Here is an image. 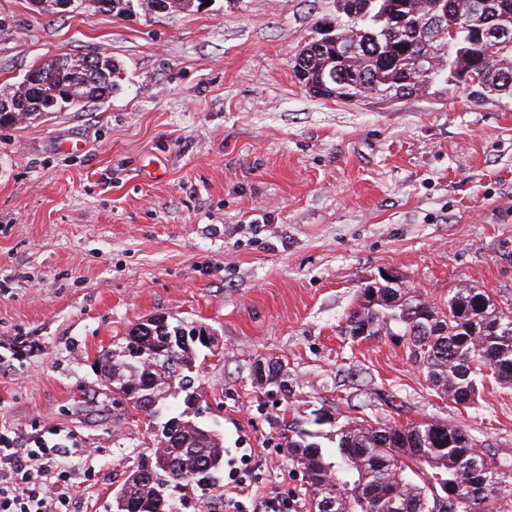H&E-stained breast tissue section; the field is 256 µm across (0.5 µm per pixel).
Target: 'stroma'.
<instances>
[{
  "label": "stroma",
  "instance_id": "obj_1",
  "mask_svg": "<svg viewBox=\"0 0 512 512\" xmlns=\"http://www.w3.org/2000/svg\"><path fill=\"white\" fill-rule=\"evenodd\" d=\"M336 0H210L115 17L0 0V85L60 53L119 61V91L87 112L0 128V434L74 431L84 495L105 504L139 459L95 368L132 324L209 325L198 421L261 495L303 493L286 421L319 413L447 422L512 459V386L472 408L440 398L406 339L340 328L367 278L395 272L428 298L464 283L512 303V103L448 83L353 104L297 82L299 50ZM80 139L83 152L62 153ZM277 358L288 387L258 381Z\"/></svg>",
  "mask_w": 512,
  "mask_h": 512
}]
</instances>
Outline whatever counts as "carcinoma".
Masks as SVG:
<instances>
[{
	"instance_id": "obj_1",
	"label": "carcinoma",
	"mask_w": 512,
	"mask_h": 512,
	"mask_svg": "<svg viewBox=\"0 0 512 512\" xmlns=\"http://www.w3.org/2000/svg\"><path fill=\"white\" fill-rule=\"evenodd\" d=\"M106 2L99 13L121 16L136 9L152 14L159 2L169 13L188 10L195 0ZM345 5L364 13V20L338 25L331 41L308 43L295 62V76L310 93L341 101L369 95L392 101L428 94L454 73L472 71L483 77V97L512 100V48L492 50L460 31L459 49L450 55L444 42L417 25L410 0H345ZM388 10L406 14L404 24L385 29L378 17ZM419 55L434 59L443 78L411 84L409 71ZM120 80V65L104 52L62 54L0 89V102L16 104V111L0 112V127L46 112L84 111L117 92ZM192 328L194 322L178 318L147 332L136 324L98 360L112 394L150 423L169 397L196 389L200 346L176 355L167 341ZM359 329L368 338L401 333L429 388L457 406L477 404L485 379L512 385V303L504 306L479 288L457 285L434 302L402 279L375 280L360 292L342 332L353 337ZM266 365L267 381L287 388L283 364ZM178 419L177 443L160 428L150 432L153 458L168 461L176 488L216 486L221 468L203 472L201 467L224 458L223 438L183 412ZM288 432L285 448L305 476L308 512H495L502 493L512 490V462L488 455L468 433L437 420L374 426L348 419L327 437V446L297 423L289 424ZM106 512H172V507L168 489L150 486L132 471Z\"/></svg>"
}]
</instances>
